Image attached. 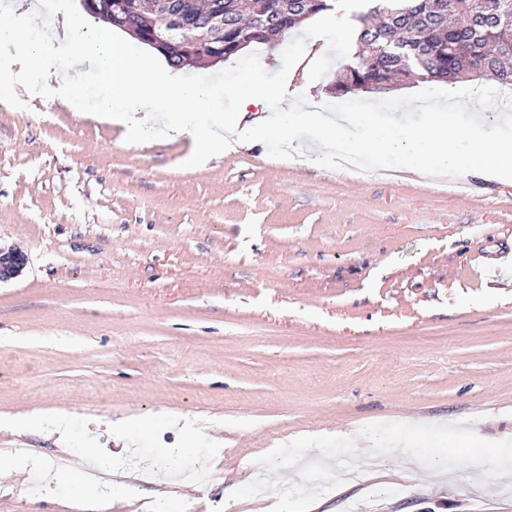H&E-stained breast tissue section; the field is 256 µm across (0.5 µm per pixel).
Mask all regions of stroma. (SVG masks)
<instances>
[{
    "instance_id": "stroma-1",
    "label": "stroma",
    "mask_w": 512,
    "mask_h": 512,
    "mask_svg": "<svg viewBox=\"0 0 512 512\" xmlns=\"http://www.w3.org/2000/svg\"><path fill=\"white\" fill-rule=\"evenodd\" d=\"M361 9L186 75L291 69L360 111L329 87ZM456 89L459 126L512 139V89ZM444 94L381 101L423 126ZM94 109L0 83V247L27 258L0 282V457L19 438L42 459L0 471V512H512V269L483 273L512 250V184L315 166L302 128L297 153L272 138L200 170ZM37 412L71 442L13 428Z\"/></svg>"
}]
</instances>
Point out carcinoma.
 <instances>
[{"instance_id": "obj_1", "label": "carcinoma", "mask_w": 512, "mask_h": 512, "mask_svg": "<svg viewBox=\"0 0 512 512\" xmlns=\"http://www.w3.org/2000/svg\"><path fill=\"white\" fill-rule=\"evenodd\" d=\"M354 30V62L330 91L338 97L388 93L399 81L422 76L455 84L476 69L512 88V0H369ZM334 8L333 0H224V59L240 55L245 39L277 47L290 31Z\"/></svg>"}]
</instances>
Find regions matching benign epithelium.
<instances>
[{"label": "benign epithelium", "mask_w": 512, "mask_h": 512, "mask_svg": "<svg viewBox=\"0 0 512 512\" xmlns=\"http://www.w3.org/2000/svg\"><path fill=\"white\" fill-rule=\"evenodd\" d=\"M158 25L149 33L130 20L138 4L129 0H112L107 10L112 21L130 32L140 43L166 56L182 53L189 45L202 46V55L209 65L224 62V54L216 50L215 44L224 36V2L209 0L203 13L195 10L192 0H158ZM26 264L25 254L16 249L0 250V282L15 278Z\"/></svg>", "instance_id": "7a95c632"}]
</instances>
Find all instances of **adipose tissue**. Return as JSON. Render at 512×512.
Returning a JSON list of instances; mask_svg holds the SVG:
<instances>
[{
    "mask_svg": "<svg viewBox=\"0 0 512 512\" xmlns=\"http://www.w3.org/2000/svg\"><path fill=\"white\" fill-rule=\"evenodd\" d=\"M1 37L19 48L34 73L44 76L46 93H63L73 105L95 98L98 112L128 138L163 125L174 138L189 142V157L200 165L270 137L293 142L294 132L283 126L281 117L294 113L321 143L314 154L318 162L398 156L404 170L420 176L435 170L493 181L512 178V140L487 143L475 128H460L452 102L432 106L428 125L416 127L380 119L376 106L358 115L323 112L288 100L280 87L268 85L257 73L221 96L212 82H191L173 69L150 68L131 58L111 25L89 23L79 13L72 14L63 34L33 40L11 8L0 5ZM226 99L231 102L227 108L222 105ZM252 106L264 107L265 114L244 123ZM464 139L470 149L463 154L457 144Z\"/></svg>",
    "mask_w": 512,
    "mask_h": 512,
    "instance_id": "ef3b65f1",
    "label": "adipose tissue"
}]
</instances>
